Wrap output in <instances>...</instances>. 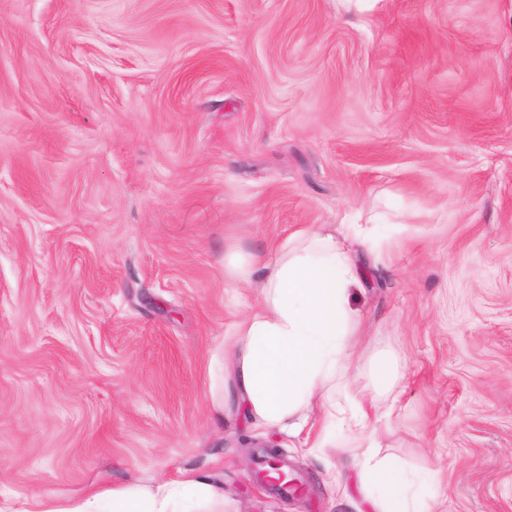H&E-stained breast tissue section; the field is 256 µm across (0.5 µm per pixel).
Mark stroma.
Wrapping results in <instances>:
<instances>
[{
    "label": "stroma",
    "mask_w": 512,
    "mask_h": 512,
    "mask_svg": "<svg viewBox=\"0 0 512 512\" xmlns=\"http://www.w3.org/2000/svg\"><path fill=\"white\" fill-rule=\"evenodd\" d=\"M354 221L380 456L512 512V0H0V502L196 471L211 512H370L354 435L252 429L224 368L227 245Z\"/></svg>",
    "instance_id": "obj_1"
}]
</instances>
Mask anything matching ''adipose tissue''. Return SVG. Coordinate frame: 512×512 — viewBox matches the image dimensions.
Returning <instances> with one entry per match:
<instances>
[{
	"label": "adipose tissue",
	"instance_id": "ef3b65f1",
	"mask_svg": "<svg viewBox=\"0 0 512 512\" xmlns=\"http://www.w3.org/2000/svg\"><path fill=\"white\" fill-rule=\"evenodd\" d=\"M348 245L335 236L303 229L279 246L276 260L260 265L255 257L231 265V281L258 288L260 302L235 325L224 348L237 381V397L257 429L276 428L297 435L310 426L307 413L319 404L328 422L348 414L360 428V481L372 512H431L399 467L380 459L372 435L363 428L376 412L366 389L350 384L359 314L352 306L364 287L355 261L361 243L348 225ZM224 497L222 484L207 474L189 473L152 488H116L111 501L102 495L65 503L39 500L26 512H174L179 504L205 505Z\"/></svg>",
	"mask_w": 512,
	"mask_h": 512
}]
</instances>
